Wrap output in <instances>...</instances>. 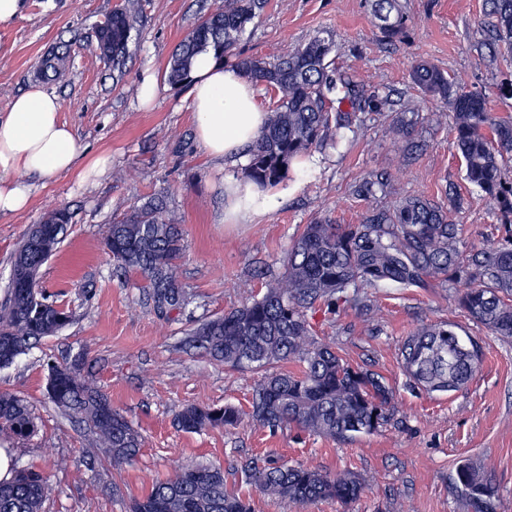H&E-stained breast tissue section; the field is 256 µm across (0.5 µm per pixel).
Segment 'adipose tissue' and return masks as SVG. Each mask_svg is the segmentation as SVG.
<instances>
[{
	"instance_id": "obj_1",
	"label": "adipose tissue",
	"mask_w": 512,
	"mask_h": 512,
	"mask_svg": "<svg viewBox=\"0 0 512 512\" xmlns=\"http://www.w3.org/2000/svg\"><path fill=\"white\" fill-rule=\"evenodd\" d=\"M189 81L199 143L211 158L238 156L267 117L255 101L252 84L210 52L195 57ZM61 108L58 97L33 88L15 97L0 116V214L23 211L30 203V187L17 180V172L50 179L75 168L79 147L59 118ZM224 199L225 223L246 224L266 214L275 196L228 175Z\"/></svg>"
}]
</instances>
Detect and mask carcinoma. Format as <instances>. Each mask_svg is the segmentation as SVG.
I'll return each mask as SVG.
<instances>
[{"instance_id":"carcinoma-1","label":"carcinoma","mask_w":512,"mask_h":512,"mask_svg":"<svg viewBox=\"0 0 512 512\" xmlns=\"http://www.w3.org/2000/svg\"><path fill=\"white\" fill-rule=\"evenodd\" d=\"M497 44L512 49V0H488ZM269 0H224L203 14L178 44L166 76L172 86L187 83L194 58L211 50L222 59L236 54L244 77L274 93L268 121L247 147V177L274 188L287 176L291 162L323 145L329 132L350 127L363 110L356 85L336 72L329 56L333 42L315 36L274 62L235 53L241 34L265 10ZM374 17L389 40L402 32L406 17L399 0H374ZM139 19L133 0H124L97 29L94 51L122 75L132 32ZM67 50L43 56L37 74L63 76ZM411 83L422 94L449 106L454 118L455 147L465 164L466 180L494 200L505 218L504 242L457 246L460 228L448 212L460 204L445 191L448 204L408 198L391 209L372 208L362 223L340 225L318 219L302 232L281 259V273L262 284V292L188 333L187 343L231 370H267L253 390L248 408L189 404L176 425L198 433L232 428L243 419L262 428L295 425L338 440L378 431L390 419L393 390L386 378L354 365L315 336L308 311L330 314L348 305L370 311L362 288L382 283L402 288L447 287L465 280L469 288L458 305L474 322L494 335L512 338V183L504 181L502 161L512 153V117L491 112L480 91L464 90L430 60L411 69ZM72 215L50 214L32 240L15 253L20 266H43L69 231ZM105 246L122 274L135 273L156 314L166 320L181 314L187 293L181 281L185 243L181 225L163 203L151 200L107 227ZM353 295H347L348 289ZM72 320L64 305L48 301L39 282L9 285L0 300V368L56 335ZM403 367L428 392L465 387L483 358L480 342H463L456 325L433 322L405 338ZM86 354L47 365L46 390L63 413L77 417L95 435L97 447L116 466L131 463L142 446L133 423L112 407L109 396L84 375ZM37 432L35 417L20 396L0 391V441L27 439ZM261 492L294 505L319 498L342 503L360 497L366 480L349 472H330L302 464L273 461L261 470H244ZM464 512H496L497 490L480 463L465 460L456 469ZM52 486L43 473L23 468L0 481V512H43ZM130 512H251L250 504L228 491L219 465L186 464L135 499Z\"/></svg>"}]
</instances>
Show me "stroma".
I'll list each match as a JSON object with an SVG mask.
<instances>
[{
  "label": "stroma",
  "mask_w": 512,
  "mask_h": 512,
  "mask_svg": "<svg viewBox=\"0 0 512 512\" xmlns=\"http://www.w3.org/2000/svg\"><path fill=\"white\" fill-rule=\"evenodd\" d=\"M117 0H27L12 26L0 28V113L35 85L62 102L60 118L72 127L82 159L106 153L107 172L90 181L77 173L49 180L28 176L30 206L0 215V294L9 285L11 260L31 225L57 209L73 224L42 268L41 284L66 304L73 319L57 335L0 368V390L25 398L38 432L11 449L16 467L47 475L53 492L44 512H128L133 498L165 479L174 467L195 462L224 469L229 491L249 499L253 512H463L456 468L481 462L497 488V512H512V339L492 335L459 308L465 288L367 289L371 316L353 308L308 318L316 336L353 362L383 374L394 394L393 415L379 432L347 441L293 427L276 431L241 423L201 433L180 430L175 414L187 403L247 407L256 374L224 368L185 351L180 342L196 325L239 306L247 290H260L257 271H281L278 260L304 224L319 216L361 223L371 208H392L406 197L439 200L456 189L452 218L462 227L460 249L500 243L504 218L496 203L465 179L452 136L453 114L423 97L408 74L419 58L437 64L466 90L483 91L492 112L512 115V53L488 44L491 19L485 0H400L407 17L397 39L385 40L373 0H269L247 26L240 51L270 61L315 34L335 45L337 68L369 99L391 105L357 113L350 128L312 150L303 167L289 169L270 212L248 224L224 221V177L244 178L246 158L210 159L195 135L190 87L170 86L165 71L176 45L201 9L224 0H137L140 23L129 46L125 74L93 50L99 25ZM71 42L63 78L40 84L39 59ZM153 77L157 96L141 105L138 89ZM403 120L395 131L394 120ZM386 172L384 189L359 197L369 175ZM164 197L186 243L182 282L188 304L175 319H160L137 276H112L104 247L108 224L153 197ZM450 320L460 336L482 341L483 362L455 392H427L402 370L399 347L420 325ZM87 352L91 378L114 408L137 426L144 444L133 462L114 469L95 456L86 426L62 414L45 392V367ZM276 458L291 464L375 477L356 501L319 500L303 507L268 497L244 480V467Z\"/></svg>",
  "instance_id": "1"
}]
</instances>
